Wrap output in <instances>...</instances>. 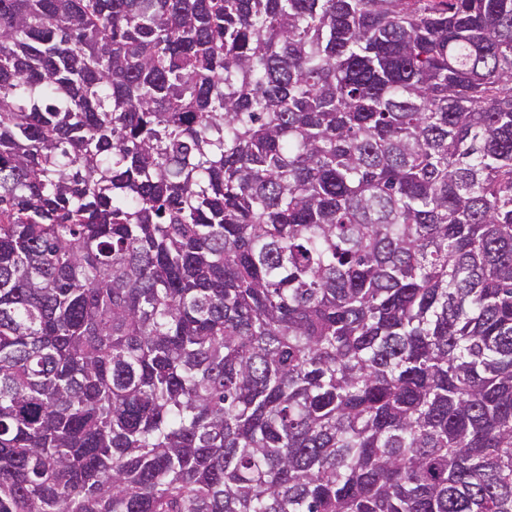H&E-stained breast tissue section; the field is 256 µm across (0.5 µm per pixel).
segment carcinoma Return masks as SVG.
<instances>
[{"instance_id": "1", "label": "carcinoma", "mask_w": 512, "mask_h": 512, "mask_svg": "<svg viewBox=\"0 0 512 512\" xmlns=\"http://www.w3.org/2000/svg\"><path fill=\"white\" fill-rule=\"evenodd\" d=\"M0 512H512V0H0Z\"/></svg>"}]
</instances>
